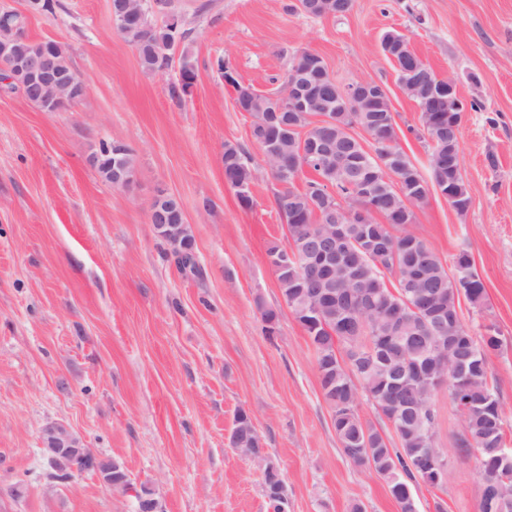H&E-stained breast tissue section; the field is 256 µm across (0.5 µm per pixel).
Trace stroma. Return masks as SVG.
<instances>
[{"instance_id": "stroma-1", "label": "stroma", "mask_w": 512, "mask_h": 512, "mask_svg": "<svg viewBox=\"0 0 512 512\" xmlns=\"http://www.w3.org/2000/svg\"><path fill=\"white\" fill-rule=\"evenodd\" d=\"M28 35L63 44L87 87L58 112L0 95V512H135L132 497L85 473L49 477L41 430L67 424L89 447L148 484L163 512H268L262 468L229 443L247 412L279 465L288 512H399L384 480L342 453L320 391L315 355L267 261L288 232L278 184L258 171L252 208L224 180L225 142L253 148L251 118L213 71L224 56L241 84L266 92L295 52L319 54L339 83L364 79L391 98L402 149L427 162L418 107L378 49L405 34L433 72L452 77L466 110L460 169L467 213L430 192L412 231L445 266L467 250L486 305L462 304L466 327L493 326L489 355L512 448V0H354L343 15L309 17L291 0H173L190 32L197 82L183 101L177 67L149 74L116 30L111 0H59ZM120 142L136 154L127 189L89 156ZM177 195L195 240L198 274H182L149 220L158 192ZM276 309L265 334L260 306ZM435 443L449 455L442 489H413L416 512H478L475 456L457 455L463 421L447 388L432 399Z\"/></svg>"}]
</instances>
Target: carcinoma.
<instances>
[{"label":"carcinoma","instance_id":"carcinoma-1","mask_svg":"<svg viewBox=\"0 0 512 512\" xmlns=\"http://www.w3.org/2000/svg\"><path fill=\"white\" fill-rule=\"evenodd\" d=\"M135 9L129 0H112V18L115 28L138 53L142 69L156 73L171 66L174 53H179V67L189 83H172L169 95L179 101L185 99L191 82L196 78V67L187 41L189 32L172 29L166 22L147 19L145 27L130 29L124 25L123 12ZM398 43L392 58L398 81L416 57L408 38L395 30L383 33L380 48L388 55L386 43ZM318 87L321 100L329 109L331 122L320 126L308 112H294L290 105H279L274 99L277 90L259 92L230 83L236 91L235 106L251 117V137L259 150L277 149L288 155V163L300 158L303 135L312 140L329 141L336 157L349 160L347 165L328 166L308 160L306 166L294 175L284 176L275 164H270L271 177L284 183L276 195V204L283 215L288 231V243L274 242L267 249L271 257L286 251L288 269L277 275L281 294L294 297L303 307L323 302L325 321L334 330L330 335L320 328L303 327L314 349L316 367L323 398L329 408L337 440L344 456L355 466L381 476L397 502L400 512H416L412 487L432 480L430 467L423 458L427 448L435 447L436 418L432 408L420 412L417 406L430 400L437 387L414 372V366L430 359L439 336L438 323L448 326L457 321L459 343L457 352L468 371L461 382L449 378L448 392L456 408L470 403L460 413L463 433L456 451L470 455V442L484 444L489 451L477 460L479 475H489L481 488L479 512H512V463L499 462L496 449L504 447L505 413L489 382L488 352L501 346L491 326L485 334H473L460 317V298L474 308L485 304V286L473 269L470 254L461 250L454 257L455 274L451 275L432 247H427L425 258L406 244L413 236V207L427 199L431 189L451 181L457 197L456 211L464 214L470 205L471 194L460 172L459 135L460 112L456 103L446 97H427L416 101L421 125L420 137L427 149L428 175H423L416 164L396 147L398 158L390 171L381 169L371 153L382 154L386 145L372 146L365 151L348 129L364 119L374 126L385 125L387 137L399 141L396 124L390 112H352L351 103L343 95V87L336 84L329 72L307 69L304 54L291 58L287 76ZM94 167L107 182L114 181L116 172L133 176L136 160L133 150L122 143H101L92 152ZM224 180L232 188L243 178H256V167L249 151L238 143L224 144ZM401 178L399 190H394L392 176ZM302 185H296L297 180ZM331 188L337 199L352 205L357 197L372 193L379 199L376 215L371 222L361 224L338 212L316 211V191ZM381 216L385 223L377 221ZM340 225L342 234L336 237V254L344 255V265L323 285L325 297L318 289L308 287V259L314 251V236L329 238L331 229ZM371 293L373 306L388 309L396 301L406 299L411 304L405 320L391 323L384 318L365 314L366 325H361L353 313L360 311L359 298ZM365 400L383 418H390L399 409V447L393 448L379 430L360 414V400ZM260 443L249 415L238 412L231 435V444L241 448ZM50 477L68 482L83 473L84 462L78 458L63 463L48 462ZM271 512H288L285 485L280 483L265 488Z\"/></svg>","mask_w":512,"mask_h":512}]
</instances>
